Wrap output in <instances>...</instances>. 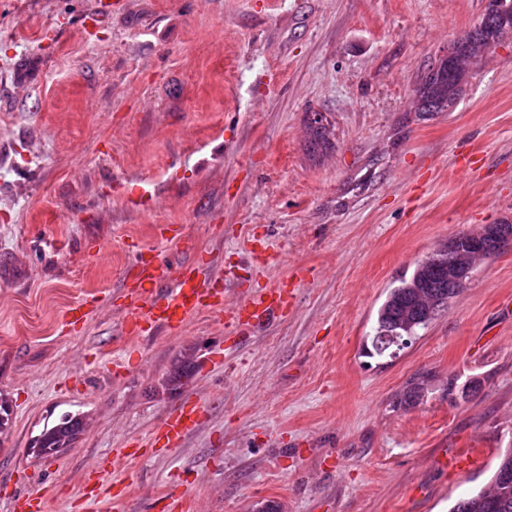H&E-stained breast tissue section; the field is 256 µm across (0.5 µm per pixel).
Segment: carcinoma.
<instances>
[{"mask_svg": "<svg viewBox=\"0 0 512 512\" xmlns=\"http://www.w3.org/2000/svg\"><path fill=\"white\" fill-rule=\"evenodd\" d=\"M512 30V0H494L492 13L484 15L479 26L459 40L448 57L432 67L417 91L419 112H444L458 99L469 61L499 41ZM500 244L482 254L459 242L454 248L443 245L418 263L411 274H402L388 288L377 311L375 326L367 336L373 354L380 337L407 327L418 336L436 319L461 289L448 282V268L475 265L502 248ZM11 405L0 394V445L10 428ZM85 418L79 413L64 412L52 424L44 426L34 438L31 450L38 457L57 456L74 447L84 431ZM451 512H512V451L504 454L488 484L477 493L456 501Z\"/></svg>", "mask_w": 512, "mask_h": 512, "instance_id": "carcinoma-1", "label": "carcinoma"}]
</instances>
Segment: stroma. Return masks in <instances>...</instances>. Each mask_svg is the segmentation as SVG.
<instances>
[{
  "instance_id": "1",
  "label": "stroma",
  "mask_w": 512,
  "mask_h": 512,
  "mask_svg": "<svg viewBox=\"0 0 512 512\" xmlns=\"http://www.w3.org/2000/svg\"><path fill=\"white\" fill-rule=\"evenodd\" d=\"M97 3L0 0V512L34 478L50 512H113L111 485L90 503L83 487L189 397L208 411L183 447L117 465L123 512H161L172 486L189 512H449L479 491L512 451V244L398 357L365 338L402 272L512 224V31L452 108L413 109L489 0ZM148 247L204 258L228 303L284 281L294 304L249 335L206 310L129 340L123 278ZM417 382L423 399L401 406ZM67 411L86 419L76 447L36 457ZM469 448L472 467L441 466Z\"/></svg>"
}]
</instances>
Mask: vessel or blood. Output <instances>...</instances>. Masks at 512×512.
Instances as JSON below:
<instances>
[{"label": "vessel or blood", "instance_id": "vessel-or-blood-1", "mask_svg": "<svg viewBox=\"0 0 512 512\" xmlns=\"http://www.w3.org/2000/svg\"><path fill=\"white\" fill-rule=\"evenodd\" d=\"M125 283L126 302L121 308L124 335L177 334L187 319L204 309L228 308L236 333H248L268 322L284 318L288 309V288L279 285L265 296L248 298L227 307L223 289L217 288L202 263L192 259L171 266L161 255H137ZM207 411L202 399L184 402L164 414L152 433L159 450L180 448L201 423ZM50 491L37 490L14 498L15 512H46Z\"/></svg>", "mask_w": 512, "mask_h": 512}]
</instances>
